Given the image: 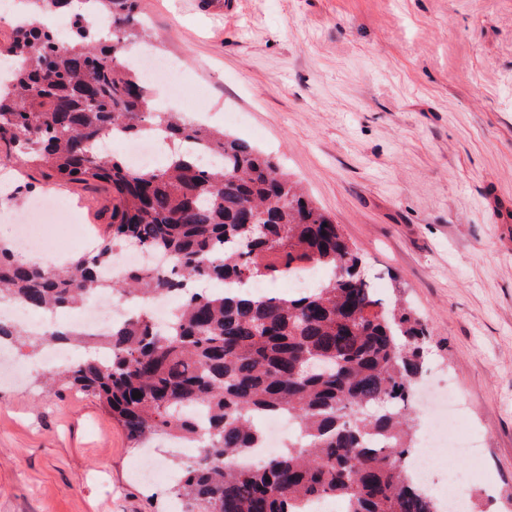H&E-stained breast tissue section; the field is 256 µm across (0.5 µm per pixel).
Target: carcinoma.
Here are the masks:
<instances>
[{"label":"carcinoma","mask_w":512,"mask_h":512,"mask_svg":"<svg viewBox=\"0 0 512 512\" xmlns=\"http://www.w3.org/2000/svg\"><path fill=\"white\" fill-rule=\"evenodd\" d=\"M20 2L27 17L0 44L18 63L0 93V160L23 155L60 181H105L115 204L109 237L58 267L22 263L0 243V299L48 312L92 292L179 299L171 329L148 312L114 324L102 353L52 382L98 399L134 448L158 437L201 448L171 487L181 512H309L330 498L345 512H438L410 475L426 324L378 294L354 245L275 157L157 111L124 60L145 32L141 0H83L93 16L72 15L78 31L65 45L42 25L44 0ZM148 130L183 152L148 168L96 149L111 131ZM130 243L170 255L171 273L104 277L114 246ZM303 264L330 276L288 295L247 290ZM197 406L210 414L202 431L186 414ZM260 415L294 420L299 440L260 467L241 466L260 447Z\"/></svg>","instance_id":"1"}]
</instances>
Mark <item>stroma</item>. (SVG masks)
Wrapping results in <instances>:
<instances>
[{
  "label": "stroma",
  "mask_w": 512,
  "mask_h": 512,
  "mask_svg": "<svg viewBox=\"0 0 512 512\" xmlns=\"http://www.w3.org/2000/svg\"><path fill=\"white\" fill-rule=\"evenodd\" d=\"M145 52L181 63L179 111L278 157L340 224L382 295L427 322L423 381L453 384L482 440L473 512H512V0H143ZM88 231L112 192L24 179ZM0 345V512H173L97 399L46 390Z\"/></svg>",
  "instance_id": "35a3bbf8"
}]
</instances>
